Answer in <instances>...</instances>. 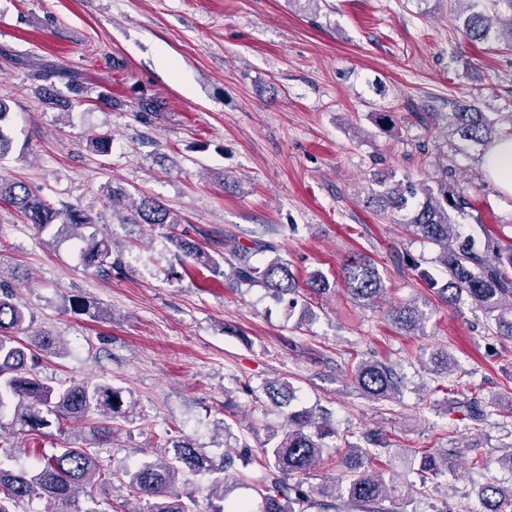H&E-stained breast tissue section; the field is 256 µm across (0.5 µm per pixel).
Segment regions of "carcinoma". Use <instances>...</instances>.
<instances>
[{"label":"carcinoma","mask_w":512,"mask_h":512,"mask_svg":"<svg viewBox=\"0 0 512 512\" xmlns=\"http://www.w3.org/2000/svg\"><path fill=\"white\" fill-rule=\"evenodd\" d=\"M466 15L462 27L467 37L489 42L507 39L512 47V0H491L493 14H488L483 0H465ZM10 106L0 99V158L12 149L8 134ZM449 136L462 141L488 146L500 136L497 125L501 113L480 112L473 107L457 108L448 113ZM397 124L393 112L375 113L377 129L389 134ZM0 201L19 212L26 223L37 231L58 226L69 232L81 228L91 219L81 209L54 207L49 201L22 182L0 177ZM367 203L379 213L387 210L406 212V226L411 234L438 248L435 263L442 272L436 288L439 300L448 305L469 299L495 323L497 334L512 338V234L495 233L486 225L478 228L484 236L476 245L471 234L464 235L455 216L475 208L474 201L453 179L452 170L442 166L434 180L406 179L390 184L383 179L371 180ZM128 224H179V219L161 201L139 197L132 208ZM84 268L94 272L110 271L119 265V255L107 238H81ZM172 243L183 256L195 260L212 275L222 276V263H227L238 285H264L279 300H288V307L298 304L300 291L320 297L331 290L328 279L313 273L304 282L287 262L279 257L257 266L252 262L253 248L245 247L233 253V258L217 259L199 244L174 239ZM8 274L0 269V431L20 427L29 435H41L43 429L61 425L71 418L96 416L97 431L112 434L110 423L120 416L127 417L122 391L109 383L69 381L52 384L40 378L33 362V351L18 341L15 334L30 326L28 310L14 301ZM340 285L350 299L363 306L371 305L386 293L383 277L374 261L363 256L347 259L341 267ZM392 322L411 336L422 331L425 313L414 299H405L391 307ZM353 382L366 396L391 399L399 385L394 371L378 362L361 360L354 366ZM266 395L271 404L283 410L285 424L274 442L263 449L269 476L259 488L260 510H252L251 502L238 500L227 512H390L383 503L392 497L393 483L387 481L374 465L377 457L368 448L348 446L339 464L349 474L343 489L334 485L320 490L305 486V476L324 461L325 439L334 434L331 423L306 408L293 409L294 389L285 382L268 385ZM458 412L483 419L492 416L476 397L456 406ZM173 453L165 460L139 461L118 475L103 465L92 448H58L42 455L29 469H7L0 464V512H15V508L34 499H47L72 512L79 493L94 496L99 483L116 478L125 484L144 506L129 509L124 504H110L111 512H193L190 492H181L185 473L215 475L210 487L213 493L224 495L221 475L231 468L224 457L215 461L203 453L188 437L172 440ZM395 463L415 474L417 480L407 484V496L420 491L427 483L446 472L455 471L454 460L429 449L410 457H397ZM480 512H512V487L494 483L483 484L478 492Z\"/></svg>","instance_id":"1"}]
</instances>
